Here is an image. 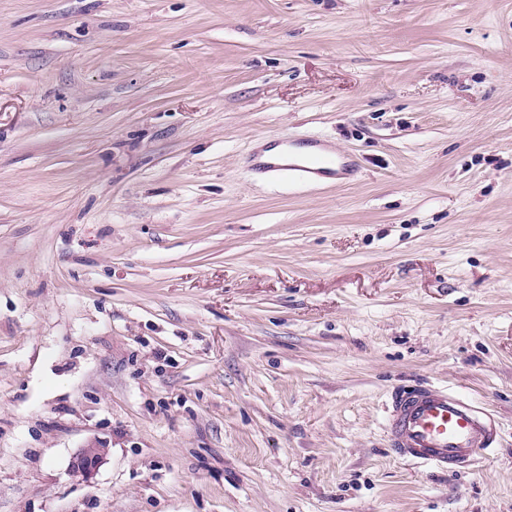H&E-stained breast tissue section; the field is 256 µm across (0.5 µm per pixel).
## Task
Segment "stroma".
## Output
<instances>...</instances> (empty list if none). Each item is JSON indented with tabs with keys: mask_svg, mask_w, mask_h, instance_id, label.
<instances>
[{
	"mask_svg": "<svg viewBox=\"0 0 512 512\" xmlns=\"http://www.w3.org/2000/svg\"><path fill=\"white\" fill-rule=\"evenodd\" d=\"M413 382L496 447L399 458ZM0 512H512V0H0ZM280 145L288 146V160L281 157L264 158L263 151H255L249 155L252 169L280 181L319 186L347 182L357 172V163L352 155L336 152L322 140L309 139L301 143L275 140L266 149ZM295 147H307L310 150L298 158H291L290 151ZM106 450V448L97 446L81 448L73 458L72 471L83 477L92 475L103 459Z\"/></svg>",
	"mask_w": 512,
	"mask_h": 512,
	"instance_id": "1",
	"label": "stroma"
}]
</instances>
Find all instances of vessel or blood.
<instances>
[{"mask_svg": "<svg viewBox=\"0 0 512 512\" xmlns=\"http://www.w3.org/2000/svg\"><path fill=\"white\" fill-rule=\"evenodd\" d=\"M296 158L250 153L253 170L284 182L325 185L346 182L356 173L353 156L319 139L306 140ZM390 445L401 458L444 473L489 452L495 428L486 410L452 388L419 384L398 389L387 409Z\"/></svg>", "mask_w": 512, "mask_h": 512, "instance_id": "1", "label": "vessel or blood"}]
</instances>
